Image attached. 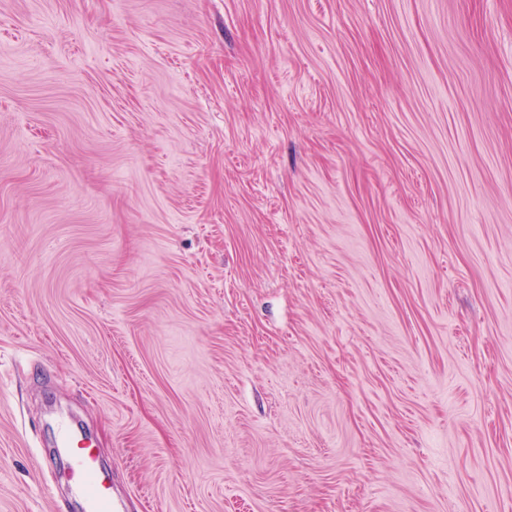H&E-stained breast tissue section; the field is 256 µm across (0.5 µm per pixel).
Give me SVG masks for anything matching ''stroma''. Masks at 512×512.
Instances as JSON below:
<instances>
[{"instance_id":"1","label":"stroma","mask_w":512,"mask_h":512,"mask_svg":"<svg viewBox=\"0 0 512 512\" xmlns=\"http://www.w3.org/2000/svg\"><path fill=\"white\" fill-rule=\"evenodd\" d=\"M512 512V0H0V512ZM63 448L68 453L75 489L84 501V512H112L110 487L102 477L97 453L83 438L72 435L66 427L61 428Z\"/></svg>"}]
</instances>
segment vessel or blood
I'll list each match as a JSON object with an SVG mask.
<instances>
[{
    "label": "vessel or blood",
    "mask_w": 512,
    "mask_h": 512,
    "mask_svg": "<svg viewBox=\"0 0 512 512\" xmlns=\"http://www.w3.org/2000/svg\"><path fill=\"white\" fill-rule=\"evenodd\" d=\"M61 436L70 458L74 486L84 501V512H112V494L102 476L94 448L69 431H62Z\"/></svg>",
    "instance_id": "obj_1"
}]
</instances>
